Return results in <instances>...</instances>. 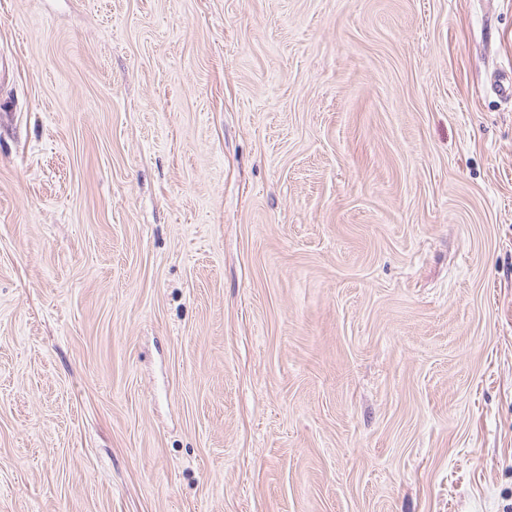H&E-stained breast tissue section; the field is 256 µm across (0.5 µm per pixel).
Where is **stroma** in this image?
Listing matches in <instances>:
<instances>
[{
    "label": "stroma",
    "mask_w": 512,
    "mask_h": 512,
    "mask_svg": "<svg viewBox=\"0 0 512 512\" xmlns=\"http://www.w3.org/2000/svg\"><path fill=\"white\" fill-rule=\"evenodd\" d=\"M0 512H512V0H0Z\"/></svg>",
    "instance_id": "1"
}]
</instances>
